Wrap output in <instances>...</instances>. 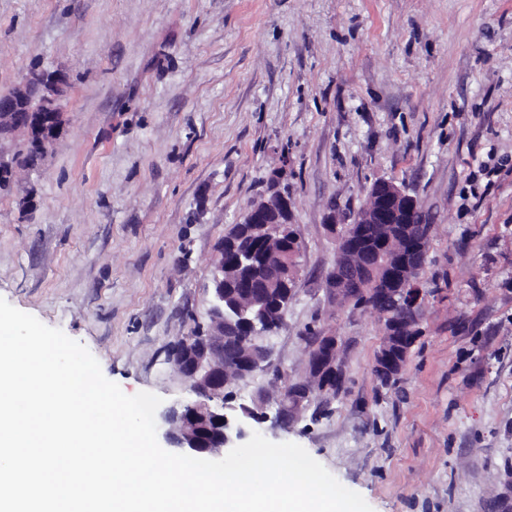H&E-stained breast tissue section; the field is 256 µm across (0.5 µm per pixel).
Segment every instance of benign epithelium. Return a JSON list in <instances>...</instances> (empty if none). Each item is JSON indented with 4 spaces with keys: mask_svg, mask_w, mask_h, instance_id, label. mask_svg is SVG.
I'll list each match as a JSON object with an SVG mask.
<instances>
[{
    "mask_svg": "<svg viewBox=\"0 0 512 512\" xmlns=\"http://www.w3.org/2000/svg\"><path fill=\"white\" fill-rule=\"evenodd\" d=\"M65 91L66 81L61 75L38 70L27 72L10 96L0 98V134L20 132L37 148H43L59 132L58 116ZM289 210L288 197L275 194L256 201L246 220L250 224H286ZM420 215L416 197L392 183H378L355 220L357 224L370 225L375 243L371 248L374 264L359 262L362 250L344 235L339 238L326 275L327 291L334 299L371 307L392 303L401 311V316L385 323L384 341L373 366V374L380 382H390L403 372L409 352L418 340L415 309L423 297L418 278L426 259L424 245L400 251L395 261L389 259L384 233L398 224L402 238L419 241L423 238ZM297 255V245L293 242L286 249L266 253L265 258L284 264L293 279ZM211 267L210 323L195 328L181 340L172 355L175 369L190 381L201 400L169 408L163 421L165 438L171 447L192 457L218 458L244 434V429L232 426L224 413L231 384L224 367V337H242L238 374L241 378L251 375L268 358L258 337L279 327L293 289L240 288L236 291L237 303L228 307L224 304V276L228 271L224 264V244L217 245ZM369 278L373 279L370 288L366 287ZM337 351L336 337H317L309 355L308 381L284 391L286 411L293 412V401L315 390L336 392L344 380V372L336 360Z\"/></svg>",
    "mask_w": 512,
    "mask_h": 512,
    "instance_id": "obj_1",
    "label": "benign epithelium"
}]
</instances>
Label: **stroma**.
<instances>
[{
  "mask_svg": "<svg viewBox=\"0 0 512 512\" xmlns=\"http://www.w3.org/2000/svg\"><path fill=\"white\" fill-rule=\"evenodd\" d=\"M67 80L35 162L0 137V297L129 395L198 396L171 361L207 323L211 260L259 196L291 204L294 296L233 387L234 419L294 442L373 512H512V0H0V95ZM429 226L419 338L372 375L383 315L331 301L337 226L374 182ZM345 385L288 423L308 330Z\"/></svg>",
  "mask_w": 512,
  "mask_h": 512,
  "instance_id": "stroma-1",
  "label": "stroma"
}]
</instances>
